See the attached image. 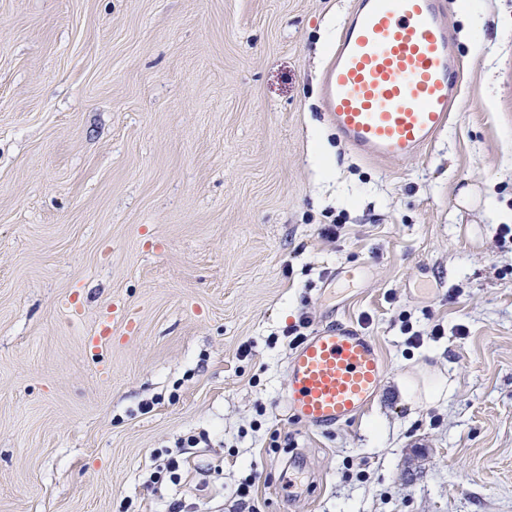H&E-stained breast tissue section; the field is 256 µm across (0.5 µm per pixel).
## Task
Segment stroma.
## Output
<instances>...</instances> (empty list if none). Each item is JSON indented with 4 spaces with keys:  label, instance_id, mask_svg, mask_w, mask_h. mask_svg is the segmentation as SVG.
Wrapping results in <instances>:
<instances>
[{
    "label": "stroma",
    "instance_id": "stroma-1",
    "mask_svg": "<svg viewBox=\"0 0 512 512\" xmlns=\"http://www.w3.org/2000/svg\"><path fill=\"white\" fill-rule=\"evenodd\" d=\"M479 2L476 32L446 0L449 125L378 164L322 95L356 0H0V512H512V243L461 202L512 210V0ZM336 320L386 375L319 432L288 329ZM452 386H446L442 379L430 380L425 384L424 389L419 391L416 383L410 378L406 379L405 394L408 400L418 402H438L442 401L450 395Z\"/></svg>",
    "mask_w": 512,
    "mask_h": 512
}]
</instances>
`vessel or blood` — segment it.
Wrapping results in <instances>:
<instances>
[{"instance_id": "1", "label": "vessel or blood", "mask_w": 512, "mask_h": 512, "mask_svg": "<svg viewBox=\"0 0 512 512\" xmlns=\"http://www.w3.org/2000/svg\"><path fill=\"white\" fill-rule=\"evenodd\" d=\"M443 0H357L323 78L327 116L362 156L403 160L451 118L456 44ZM386 366L354 324L315 330L288 361L287 409L319 431L349 424L380 394Z\"/></svg>"}]
</instances>
